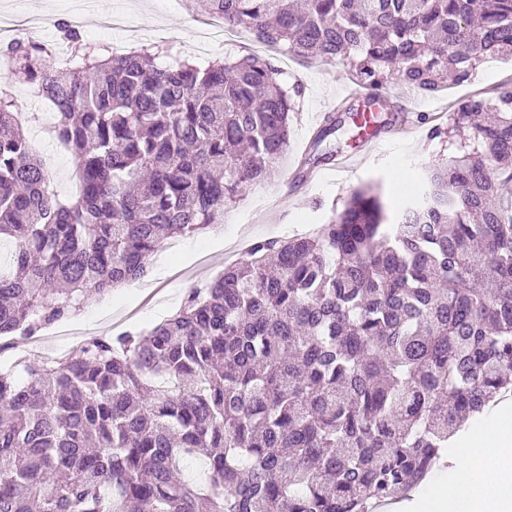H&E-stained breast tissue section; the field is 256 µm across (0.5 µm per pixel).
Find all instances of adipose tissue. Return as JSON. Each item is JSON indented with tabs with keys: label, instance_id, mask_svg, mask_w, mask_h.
I'll return each mask as SVG.
<instances>
[{
	"label": "adipose tissue",
	"instance_id": "1",
	"mask_svg": "<svg viewBox=\"0 0 512 512\" xmlns=\"http://www.w3.org/2000/svg\"><path fill=\"white\" fill-rule=\"evenodd\" d=\"M452 466L430 474L391 512H512V398L485 409L449 446Z\"/></svg>",
	"mask_w": 512,
	"mask_h": 512
}]
</instances>
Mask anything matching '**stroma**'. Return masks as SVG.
Returning a JSON list of instances; mask_svg holds the SVG:
<instances>
[{"label": "stroma", "mask_w": 512, "mask_h": 512, "mask_svg": "<svg viewBox=\"0 0 512 512\" xmlns=\"http://www.w3.org/2000/svg\"><path fill=\"white\" fill-rule=\"evenodd\" d=\"M92 4L95 13L102 16L114 12L129 15L130 28L113 31L108 36L97 35L91 24L80 27L88 41L112 46L119 52L134 44L144 45L151 51L167 47L182 59L204 65L215 59H236L260 50L258 40L246 30L230 41L201 38L204 18L191 10L189 0H92ZM19 9L39 19L38 25L23 30V37L50 44L58 38L56 22L71 18L69 0H0V17ZM511 77V61L488 59L480 64L471 81L447 87L434 95L408 89L396 81L387 83L384 96L394 105L407 107L411 122L418 125L416 134L375 151L353 174L331 171L308 186L292 180L291 174L300 166L313 168L310 141L315 124L326 112L344 117L349 104L342 100L341 91L352 86L354 79L342 60L306 62L293 58L289 71L283 72L281 79L289 85H300L299 114L292 125L288 152L271 180L225 207L221 240L196 234L165 241L147 277L132 282L130 289L89 297L79 331L90 338L101 330L115 335L163 321L181 307L190 286H204L223 272L224 253L239 238L250 241L286 238L300 232L302 227L325 223L341 210L351 191L360 186H378L388 214H395L397 180H405L407 187H414L425 167L448 146L447 138L428 137L427 126L419 122L420 114L451 112L459 98L480 89L494 92ZM14 90L15 109L25 120L24 128L36 153L47 160L56 194L62 198L74 194L70 182L75 169L72 155L40 128V116L51 110V103L44 99L39 104H29L22 95V84H15Z\"/></svg>", "instance_id": "1"}]
</instances>
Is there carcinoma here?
<instances>
[{"label": "carcinoma", "mask_w": 512, "mask_h": 512, "mask_svg": "<svg viewBox=\"0 0 512 512\" xmlns=\"http://www.w3.org/2000/svg\"><path fill=\"white\" fill-rule=\"evenodd\" d=\"M304 60L347 61L383 110L512 57V0H196ZM15 40L81 187L61 200L0 93V339L145 275L168 238L223 223L288 150L298 87L263 56ZM418 197L389 220L352 193L300 237L258 240L149 329L0 370V512H370L404 497L462 423L512 392V83L469 96ZM200 457L204 483L178 478Z\"/></svg>", "instance_id": "1"}]
</instances>
